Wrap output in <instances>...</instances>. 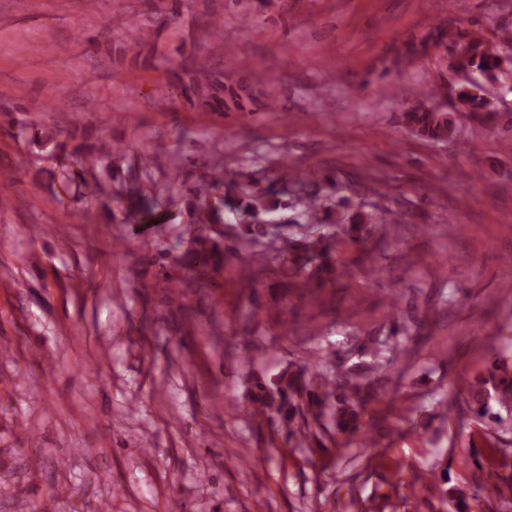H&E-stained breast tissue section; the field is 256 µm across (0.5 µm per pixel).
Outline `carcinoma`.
Wrapping results in <instances>:
<instances>
[{
	"label": "carcinoma",
	"mask_w": 512,
	"mask_h": 512,
	"mask_svg": "<svg viewBox=\"0 0 512 512\" xmlns=\"http://www.w3.org/2000/svg\"><path fill=\"white\" fill-rule=\"evenodd\" d=\"M169 9L160 7L154 2L146 4L140 15L129 17L116 22V25L132 30L135 37L127 44L128 52L139 56L141 48L147 44L154 30L168 23L165 14ZM512 48V30L502 28L496 31V39L488 41L477 40L467 43L458 64L468 73L475 75V80L458 84L455 96L460 107L473 114L489 108V101L483 96L484 82L497 77L496 70L500 64L499 55L504 48ZM173 80L168 82L169 89L163 94L176 97L192 107L206 108L212 112H224V97H235L233 88L224 82V63H209V58L192 57L190 64L180 66V70L172 71ZM441 93V85L434 84L421 87L417 95L423 99L419 107L404 113L408 126L417 132L436 141H448L456 133L454 121L450 113L431 104ZM61 133L44 128L35 132L31 139L33 149L40 152L48 151L59 158L76 157V167L67 164L59 173V187L68 193L80 192V188L89 189L107 197H113L116 208L103 204L100 212L101 221L108 224L115 220L116 212H121L123 220L129 222L137 215L147 200L144 189L140 186L129 188L121 194L112 195V190L105 188L99 180V169L102 168V156L92 145L79 144L68 148V143L60 139ZM246 202L238 209V223L246 225L250 233L259 234L263 229L264 220L261 215L269 210L268 200L262 191L250 184L245 188ZM224 201L210 195V184L201 183L194 191L191 201L192 208L197 213L199 224H213ZM328 211L322 197L310 196L305 204L304 213L310 224L322 221L321 212ZM298 253L292 254L281 251L269 258V261H279L294 267L299 272L306 271L316 257V245L305 240L296 246ZM314 388L310 389L298 383L294 378L280 376L267 382L256 384L255 408L268 420L274 419L291 421L302 407L312 408L324 405L333 399L336 401V426L342 431L358 429L356 420L359 418L357 405L353 398L359 394V386L351 381L348 371L336 370L331 374L318 373L314 376ZM500 396L512 397V379L490 374L489 378L481 381V389L473 392L472 399L480 404L477 415L482 417L488 411V402L493 393Z\"/></svg>",
	"instance_id": "carcinoma-1"
}]
</instances>
